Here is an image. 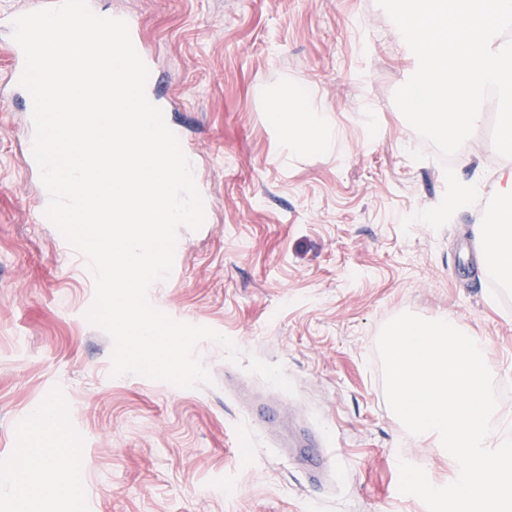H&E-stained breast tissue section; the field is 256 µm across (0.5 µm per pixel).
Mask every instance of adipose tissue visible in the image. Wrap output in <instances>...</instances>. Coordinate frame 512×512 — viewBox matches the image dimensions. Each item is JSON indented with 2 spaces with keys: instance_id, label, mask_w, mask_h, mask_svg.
<instances>
[{
  "instance_id": "1",
  "label": "adipose tissue",
  "mask_w": 512,
  "mask_h": 512,
  "mask_svg": "<svg viewBox=\"0 0 512 512\" xmlns=\"http://www.w3.org/2000/svg\"><path fill=\"white\" fill-rule=\"evenodd\" d=\"M305 92H281L268 95L266 109L280 122L282 137L293 153L329 149L335 139L334 128L326 114L305 104ZM477 233L489 253L488 270L505 285H512V210L498 214L495 222L481 224ZM52 484L60 497L73 500L70 478L60 459L46 456L29 477L30 493L19 501L18 512H44L42 489Z\"/></svg>"
}]
</instances>
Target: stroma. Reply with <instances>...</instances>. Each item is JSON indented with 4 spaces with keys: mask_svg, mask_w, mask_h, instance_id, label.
Instances as JSON below:
<instances>
[{
    "mask_svg": "<svg viewBox=\"0 0 512 512\" xmlns=\"http://www.w3.org/2000/svg\"><path fill=\"white\" fill-rule=\"evenodd\" d=\"M142 21L154 91L171 105L214 213L178 232L175 270L149 301L230 339L195 354L213 383L183 389L112 376V338L91 324L95 281L54 225L34 221L40 173L23 98H0V476L28 425L77 444L78 507L47 512H426L399 491L398 459L433 485L457 476L388 406L376 343L410 312L457 318L512 387V292L463 247L498 202L494 102L453 169L393 94L416 58L377 0H97ZM305 89L335 128L329 151L289 152L267 94ZM482 180V195L452 203ZM318 430L335 482L274 447L260 408Z\"/></svg>",
    "mask_w": 512,
    "mask_h": 512,
    "instance_id": "obj_1",
    "label": "stroma"
}]
</instances>
